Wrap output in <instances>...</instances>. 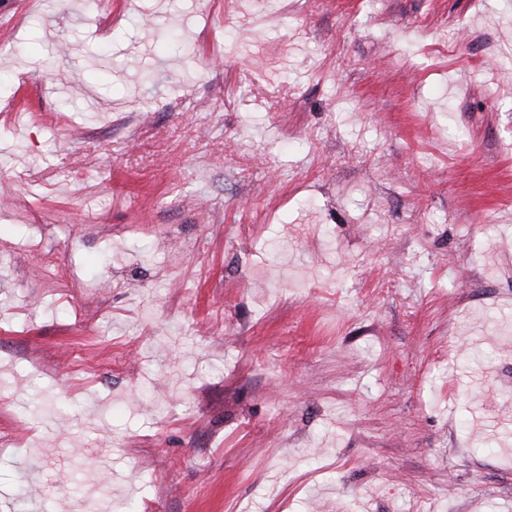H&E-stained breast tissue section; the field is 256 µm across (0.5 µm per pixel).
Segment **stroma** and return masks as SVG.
Returning <instances> with one entry per match:
<instances>
[{
  "instance_id": "35a3bbf8",
  "label": "stroma",
  "mask_w": 512,
  "mask_h": 512,
  "mask_svg": "<svg viewBox=\"0 0 512 512\" xmlns=\"http://www.w3.org/2000/svg\"><path fill=\"white\" fill-rule=\"evenodd\" d=\"M0 512H512V0H0Z\"/></svg>"
}]
</instances>
